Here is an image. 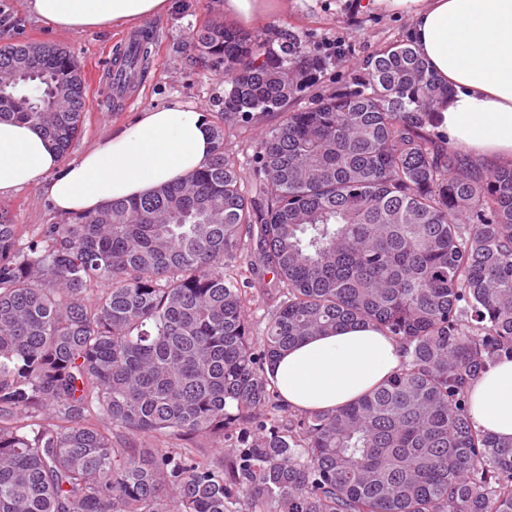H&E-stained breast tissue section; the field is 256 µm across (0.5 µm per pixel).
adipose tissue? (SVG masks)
Instances as JSON below:
<instances>
[{"label": "adipose tissue", "instance_id": "adipose-tissue-1", "mask_svg": "<svg viewBox=\"0 0 512 512\" xmlns=\"http://www.w3.org/2000/svg\"><path fill=\"white\" fill-rule=\"evenodd\" d=\"M411 20L408 40L449 93L434 128L481 162L512 160V0H373ZM174 0H26L29 14L62 31L138 25L172 10ZM212 126L203 108L179 100L138 112L128 125L64 162L35 126L0 121V197L43 185L59 214L140 198L206 169ZM400 346L371 325H348L303 339L266 367L286 407L316 412L357 401L392 376ZM477 428L512 438V360L475 382Z\"/></svg>", "mask_w": 512, "mask_h": 512}]
</instances>
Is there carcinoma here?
I'll return each instance as SVG.
<instances>
[{
    "mask_svg": "<svg viewBox=\"0 0 512 512\" xmlns=\"http://www.w3.org/2000/svg\"><path fill=\"white\" fill-rule=\"evenodd\" d=\"M189 46L224 68L222 119L283 113L250 161L266 206L217 125L210 166L145 197L26 244L0 212V512H512V438L469 413L479 372L512 358V164L427 130L448 87L408 44L294 112L326 66L302 40L273 53L211 22ZM147 54L133 45L125 75ZM85 109L66 47L0 46V120L64 157ZM349 323L400 344L396 373L340 408L285 407L265 366ZM115 431L220 434L233 477L190 448H115Z\"/></svg>",
    "mask_w": 512,
    "mask_h": 512,
    "instance_id": "cac0c4a2",
    "label": "carcinoma"
}]
</instances>
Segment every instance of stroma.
Here are the masks:
<instances>
[{"label":"stroma","instance_id":"35a3bbf8","mask_svg":"<svg viewBox=\"0 0 512 512\" xmlns=\"http://www.w3.org/2000/svg\"><path fill=\"white\" fill-rule=\"evenodd\" d=\"M223 18L218 0H176L171 13L136 26L85 33L55 32L27 13L24 0H0V45L26 40L60 44L70 50L87 83L83 128L70 149L75 157L143 109L172 100L198 105L206 110L210 122H217L224 96V74L199 58L187 36L204 22ZM409 27L406 15L365 8L360 0H290L287 13L261 17L246 32L273 47L280 45L282 34L289 33L306 40L318 54L328 58L329 64L316 84L289 103L288 108L293 111L309 105L315 96L335 92L356 72L364 57L389 44L407 41ZM140 34L153 39L147 76L134 84L127 99L114 101L108 87V65L128 36ZM281 118L278 112L263 113L249 122L225 126V153L237 162H245L254 153L261 132L277 125ZM0 209L8 212L23 240L29 239L37 228L62 220L40 185L1 197Z\"/></svg>","mask_w":512,"mask_h":512}]
</instances>
